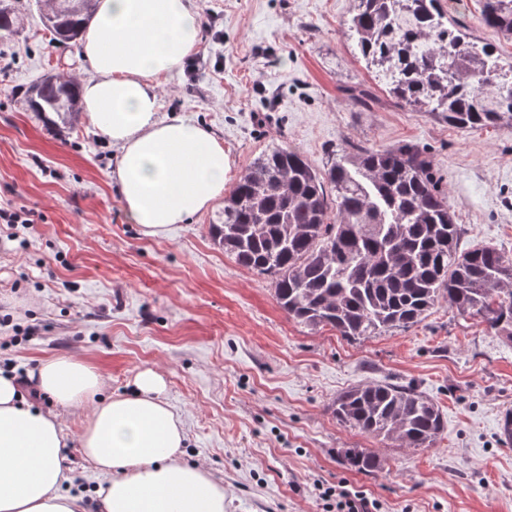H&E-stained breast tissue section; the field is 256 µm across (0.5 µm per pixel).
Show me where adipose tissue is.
<instances>
[{"mask_svg": "<svg viewBox=\"0 0 512 512\" xmlns=\"http://www.w3.org/2000/svg\"><path fill=\"white\" fill-rule=\"evenodd\" d=\"M201 41L194 0H97L81 41L93 76L81 87L89 123L120 150L114 177L130 223L164 235L222 197L229 173L223 144L184 119L158 116V79L180 68ZM36 387L65 409L89 406L79 441L108 480L99 512H224V484L204 466L180 462L185 434L147 368L131 395L101 397L102 375L86 363L40 364ZM66 446L56 414L22 405L13 373L0 370V512H85L64 493Z\"/></svg>", "mask_w": 512, "mask_h": 512, "instance_id": "adipose-tissue-1", "label": "adipose tissue"}]
</instances>
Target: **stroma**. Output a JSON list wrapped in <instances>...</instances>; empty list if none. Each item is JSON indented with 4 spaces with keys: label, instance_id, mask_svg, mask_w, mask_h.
<instances>
[{
    "label": "stroma",
    "instance_id": "obj_1",
    "mask_svg": "<svg viewBox=\"0 0 512 512\" xmlns=\"http://www.w3.org/2000/svg\"><path fill=\"white\" fill-rule=\"evenodd\" d=\"M449 20L512 62V40L485 28L482 0ZM201 41L161 78L159 116L209 129L238 180L267 148L291 147L323 168L347 144L409 143L431 157L462 233L460 250L512 253V129H460L394 104L353 53L355 0H196ZM20 24L0 36V206L30 213L0 233V368L33 371L74 357L102 374L104 395L134 388L150 367L185 431L183 459L224 484L225 512H325L318 486L346 485L382 512H512V343L446 300L406 330L348 340L309 329L280 308L268 277L214 243L216 200L161 237L126 219L112 172L118 150L87 121L47 131L28 88L65 70L92 73L79 42L54 43L36 0H13ZM371 88L370 108L350 89ZM402 383L433 400L444 429L427 449L340 425L331 404L346 388ZM85 415L59 412L71 478L105 477L79 447ZM363 448L382 470L347 469Z\"/></svg>",
    "mask_w": 512,
    "mask_h": 512
}]
</instances>
